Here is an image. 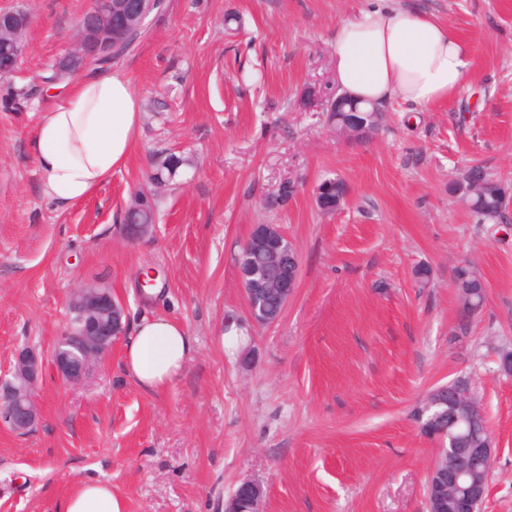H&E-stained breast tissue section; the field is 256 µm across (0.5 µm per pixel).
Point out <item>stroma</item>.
Here are the masks:
<instances>
[{
    "mask_svg": "<svg viewBox=\"0 0 512 512\" xmlns=\"http://www.w3.org/2000/svg\"><path fill=\"white\" fill-rule=\"evenodd\" d=\"M401 2L469 45V77L442 104L390 101L379 135L354 143L302 100L335 94L331 35L363 0H165L114 63L140 96L137 150L59 214L28 140L58 100L37 78L76 42L90 0H0L31 18L20 69L0 81V375L24 346L50 359L81 285L111 288L128 323L163 315L195 340L159 394L123 373L119 342L82 384L46 368L35 430L0 424V512H59L83 476L110 481L128 512H224L246 480L264 486L265 512H427L439 443L413 410L457 380L495 441L481 512H512V374L498 370L512 348V222L476 223L449 190L475 163L512 189V0ZM22 87L38 93L7 107ZM161 152L193 164L158 192L146 174ZM327 178L347 187L331 215L315 197ZM287 181L297 194L269 207ZM140 190L156 193L157 222L131 242L122 218ZM256 224L277 225L300 258L298 288L264 327L237 274ZM467 263L486 298L464 320L452 282ZM148 269L160 294L140 291ZM231 323L246 337L232 354Z\"/></svg>",
    "mask_w": 512,
    "mask_h": 512,
    "instance_id": "35a3bbf8",
    "label": "stroma"
}]
</instances>
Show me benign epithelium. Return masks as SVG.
Listing matches in <instances>:
<instances>
[{"instance_id": "obj_1", "label": "benign epithelium", "mask_w": 512, "mask_h": 512, "mask_svg": "<svg viewBox=\"0 0 512 512\" xmlns=\"http://www.w3.org/2000/svg\"><path fill=\"white\" fill-rule=\"evenodd\" d=\"M122 18V33L143 28L147 17L145 0H90L83 15L76 43L54 65V71L64 79H71L89 67L91 62L112 58L118 41L112 37V14ZM16 16L14 11H0V42L9 46L4 53L0 74L15 73L25 54V34L30 16L24 15L18 25L7 26L4 20ZM327 112H343L347 119L337 132L346 138L362 136L371 139L375 128L367 126L358 116L357 105L342 96L328 98ZM250 259L238 267V275L247 303L248 316L259 326L272 325L280 316L266 307L271 291L281 298L286 307L298 287L299 255L286 235L273 224H257L244 244ZM69 312L78 315V325L68 326L53 351L51 363L58 378L67 384L81 383L92 367L112 349L124 334L126 314L123 304L112 299L110 289L101 285H83L74 289L68 299ZM44 360L34 351L23 348L16 354L12 378L0 380V422L15 433L23 435L38 422L35 387L42 377ZM474 410L477 423L486 428L480 405L467 388L448 391V427L459 422V411ZM494 448L487 437L475 448H459L453 437L448 447L438 451V457L451 461L463 456L471 463L475 477L464 482V473L450 466L433 464L426 484L428 512H476L474 505L483 502L487 491L484 471L490 469ZM265 489L255 481L242 482L224 503V512H263Z\"/></svg>"}]
</instances>
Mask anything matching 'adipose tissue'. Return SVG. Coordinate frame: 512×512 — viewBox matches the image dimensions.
<instances>
[{"label":"adipose tissue","instance_id":"1","mask_svg":"<svg viewBox=\"0 0 512 512\" xmlns=\"http://www.w3.org/2000/svg\"><path fill=\"white\" fill-rule=\"evenodd\" d=\"M338 92L383 105L394 99L424 108L452 99L470 68V51L436 16L371 0L339 22L332 39ZM61 101L41 113L28 142L45 200L63 211L85 199L132 157L140 122L138 92L123 72L96 66L64 84ZM195 341L164 317L133 325L121 368L148 393L165 391L183 373ZM60 512H126L110 482L78 479Z\"/></svg>","mask_w":512,"mask_h":512}]
</instances>
